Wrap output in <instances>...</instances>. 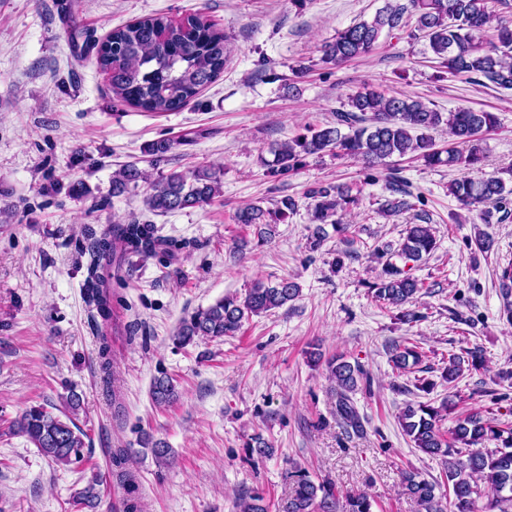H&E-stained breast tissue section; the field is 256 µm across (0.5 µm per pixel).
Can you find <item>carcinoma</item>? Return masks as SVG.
I'll return each mask as SVG.
<instances>
[{"instance_id": "obj_1", "label": "carcinoma", "mask_w": 512, "mask_h": 512, "mask_svg": "<svg viewBox=\"0 0 512 512\" xmlns=\"http://www.w3.org/2000/svg\"><path fill=\"white\" fill-rule=\"evenodd\" d=\"M408 30V37L422 38L440 67L472 84L512 90V19L488 8V0H406L387 3L371 21H363L336 33L319 48L320 61L339 67L370 54L383 32ZM231 45L224 32L200 14L172 19L154 15L138 19L112 31L97 50L99 69L107 76L110 89L125 103L146 112H176L185 107L203 88L224 71ZM336 121L324 126H307L285 142L269 148L272 159H261L266 176L283 180L309 157L331 154L352 158L365 168L388 166L395 157L411 155L430 166L475 168L483 162L481 143L493 131L497 118L491 112L459 109L440 112L426 103L404 95H386L364 88L347 98V109L336 112ZM448 126L451 142L445 149L436 147L431 132ZM348 132H343L342 128ZM147 175L127 165L112 176V196L128 191L129 186ZM392 197L383 208L391 215L412 209L409 193L399 185L396 173H389ZM460 207L478 211L484 224L492 223L494 213L505 209L512 189L504 181L488 175L463 176L448 188ZM221 194V170L199 168L189 172L172 171L150 183L145 200L149 211L162 215L211 204ZM310 222L316 225L310 249H319L324 241V224H340L335 219L348 213L360 202V193L340 184H320L309 192ZM298 204L288 196L275 207L251 204L239 209L235 222L255 227L258 241L274 235L276 225ZM418 224L406 229L397 250L405 261L418 262L436 248V238L427 218L418 215ZM172 245L157 234L156 225L132 219L94 239L83 284L86 304L103 320L112 314L110 280L112 264L121 255L149 258ZM382 260L377 281L369 286L373 298L399 309L400 317L418 321L419 315L409 305L421 290V283L397 266L385 249L376 250ZM499 279L506 319L512 320V263L501 269ZM301 288L292 279L275 283L256 282L244 297L227 296L183 318L173 342L186 346L195 338L218 339L233 336L252 316L267 313L297 299ZM99 358L104 382H109L112 360L107 340H102ZM420 346L404 341L392 346L390 361L398 373H408L422 363ZM311 363L325 362L329 378L335 382L336 418L347 434L363 432V424L350 394L358 388L365 372L358 363L342 355L322 359L319 349L309 352ZM485 365L483 350L476 346L461 355H451L442 369V378L452 384L464 371H479ZM152 398L157 404L177 400L178 392L166 374L154 378ZM456 404L448 399L435 406L429 402L408 405L398 417L402 431L422 453L441 460L444 480L429 481L413 470L401 473L404 494L421 512H512V425L486 417L479 409L455 414ZM454 417V426L445 430L442 422ZM14 428L55 463L69 465L83 458L87 434L73 418L57 415L43 405L27 408L14 422ZM492 442L493 448L485 447ZM120 468L119 480L134 492L136 479L124 468V456L112 457ZM293 487L282 505L283 512H373L365 495L343 493L329 480L314 481L297 467L288 472ZM237 512H268L263 495L239 496Z\"/></svg>"}]
</instances>
